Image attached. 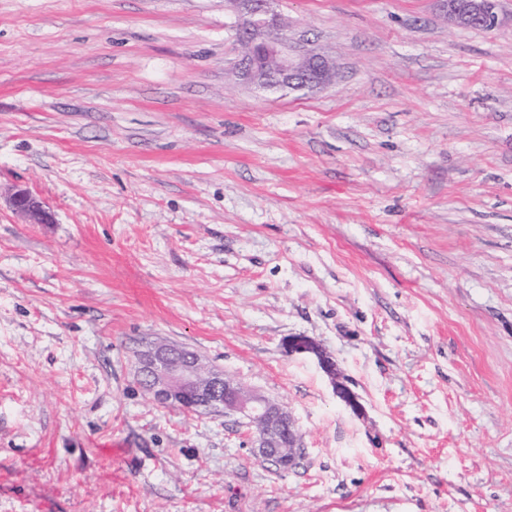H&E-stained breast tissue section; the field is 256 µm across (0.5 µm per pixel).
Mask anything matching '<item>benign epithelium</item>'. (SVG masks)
Returning a JSON list of instances; mask_svg holds the SVG:
<instances>
[{"mask_svg":"<svg viewBox=\"0 0 512 512\" xmlns=\"http://www.w3.org/2000/svg\"><path fill=\"white\" fill-rule=\"evenodd\" d=\"M235 14L234 38L241 53L232 64L235 80L266 92H296L323 89L336 79V66L325 54L311 48L307 40L288 33L277 10L278 0H226ZM453 25L493 29L499 23L500 0H433ZM15 210L38 224L50 214L25 190L12 199ZM291 355H312L331 379L336 396L351 409H358L353 391L341 380L336 366L321 346L308 336H291ZM137 380L163 407L192 412H220L239 416L245 426L260 425L250 432L253 454L289 469L292 460L282 452L288 447L292 417L275 402L209 366L201 356L182 346L149 341L136 351Z\"/></svg>","mask_w":512,"mask_h":512,"instance_id":"obj_1","label":"benign epithelium"}]
</instances>
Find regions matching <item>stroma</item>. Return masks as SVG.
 <instances>
[{"instance_id":"1","label":"stroma","mask_w":512,"mask_h":512,"mask_svg":"<svg viewBox=\"0 0 512 512\" xmlns=\"http://www.w3.org/2000/svg\"><path fill=\"white\" fill-rule=\"evenodd\" d=\"M277 8L335 84H236L225 0H0V512H512V0ZM146 341L282 403L300 466L158 405ZM453 25H474L493 29L499 23L501 0H432ZM15 210L26 214L34 223L46 224L50 221V214L26 190H18L12 199ZM288 354L291 355H312L320 366L325 370L331 379L336 396L353 410H357L359 405L356 395L341 380L336 366L331 358L324 352L321 346L313 339L307 336H291L287 343Z\"/></svg>"}]
</instances>
